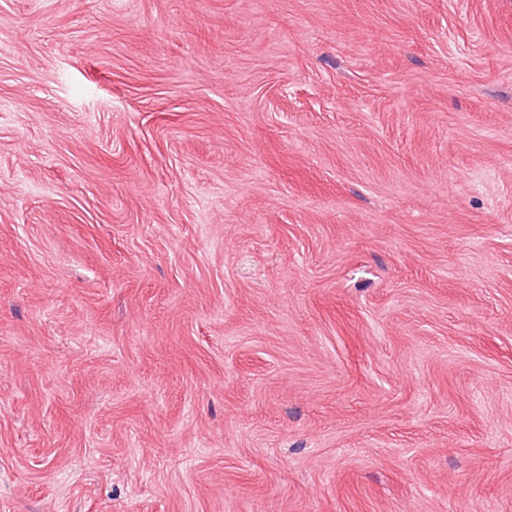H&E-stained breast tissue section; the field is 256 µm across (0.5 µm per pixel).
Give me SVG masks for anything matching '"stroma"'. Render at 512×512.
I'll return each mask as SVG.
<instances>
[{"instance_id": "obj_1", "label": "stroma", "mask_w": 512, "mask_h": 512, "mask_svg": "<svg viewBox=\"0 0 512 512\" xmlns=\"http://www.w3.org/2000/svg\"><path fill=\"white\" fill-rule=\"evenodd\" d=\"M0 512H512V0H0Z\"/></svg>"}]
</instances>
